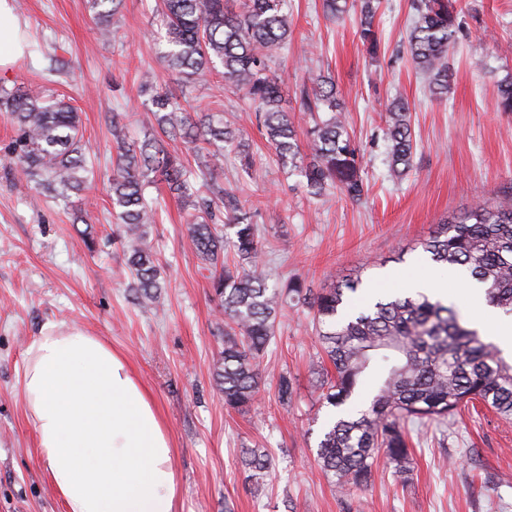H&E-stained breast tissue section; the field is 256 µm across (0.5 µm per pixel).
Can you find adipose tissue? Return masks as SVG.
Wrapping results in <instances>:
<instances>
[{
    "instance_id": "obj_1",
    "label": "adipose tissue",
    "mask_w": 512,
    "mask_h": 512,
    "mask_svg": "<svg viewBox=\"0 0 512 512\" xmlns=\"http://www.w3.org/2000/svg\"><path fill=\"white\" fill-rule=\"evenodd\" d=\"M24 53L12 0H0V71ZM21 389L64 512H175L167 426L122 354L80 329L44 327Z\"/></svg>"
}]
</instances>
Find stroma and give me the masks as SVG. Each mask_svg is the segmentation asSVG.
Returning a JSON list of instances; mask_svg holds the SVG:
<instances>
[{
  "mask_svg": "<svg viewBox=\"0 0 512 512\" xmlns=\"http://www.w3.org/2000/svg\"><path fill=\"white\" fill-rule=\"evenodd\" d=\"M458 3L456 75L441 101L403 48L410 0H381L375 19L381 49L374 59L353 14L329 20L321 0H288L294 33L272 64L282 105L301 153H308L309 132L321 115L302 109L300 90L319 75L334 79L347 132L363 153L367 192L358 202L336 188L311 194L249 121V101L223 79L194 89L195 111H223L225 123L242 129L248 142L251 169L225 152L219 180L254 214L269 245L270 283L297 279L317 290L331 275L361 271V290L347 305L354 313L370 297L404 295L430 280L474 318L464 273L432 264L419 242L476 203L512 197V112L499 111L496 101L497 80L512 72V0ZM16 16L29 43L24 58L0 73V86L71 97L94 178L72 206L50 198L30 205V190L8 161L14 127L0 112V512H62L20 387L28 348L49 324L97 336L146 386L171 439L176 512H512V424L483 406L462 409L442 425H411L409 472L398 476L378 462L367 489L339 498L315 462L328 410L319 402L324 370L307 309L288 305L278 315L256 406L226 409L213 380L221 349L218 303L209 270L185 245V212L166 184L148 188L158 222L147 241L166 282L151 311L129 292L107 193L113 113L125 115L139 134L150 103L144 73L157 85L173 84L161 61L165 24L158 0H123L108 40L99 38L87 0H24ZM398 94L410 103L417 147L409 171L394 180L384 107ZM76 211L82 223L73 222ZM282 372L294 383L288 405L277 392ZM246 448L273 458L269 485L257 498L241 465Z\"/></svg>",
  "mask_w": 512,
  "mask_h": 512,
  "instance_id": "obj_1",
  "label": "stroma"
}]
</instances>
